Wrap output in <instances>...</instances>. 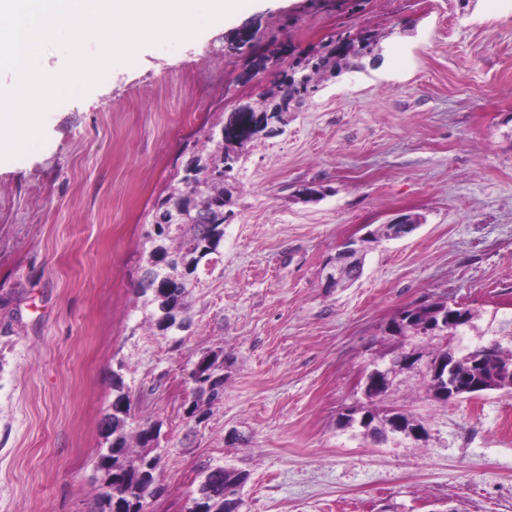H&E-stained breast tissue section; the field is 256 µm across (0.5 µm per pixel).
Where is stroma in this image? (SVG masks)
Returning a JSON list of instances; mask_svg holds the SVG:
<instances>
[{"label":"stroma","instance_id":"1","mask_svg":"<svg viewBox=\"0 0 512 512\" xmlns=\"http://www.w3.org/2000/svg\"><path fill=\"white\" fill-rule=\"evenodd\" d=\"M246 24L257 40L230 50ZM346 32L370 47L249 144L191 325L159 330L135 294L159 204L213 127L280 82V45L317 57ZM44 132L0 161V512H96L118 374L134 424L159 429L162 491L143 512H186L215 467L247 473L241 512H512V392L443 403L408 369L375 409L423 439L338 424L402 309L512 316V0H248L114 66ZM402 213L417 230L326 287L343 241ZM210 352L224 395L197 421L192 371Z\"/></svg>","mask_w":512,"mask_h":512}]
</instances>
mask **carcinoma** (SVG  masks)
I'll use <instances>...</instances> for the list:
<instances>
[{
    "mask_svg": "<svg viewBox=\"0 0 512 512\" xmlns=\"http://www.w3.org/2000/svg\"><path fill=\"white\" fill-rule=\"evenodd\" d=\"M348 57V53L337 51L323 56L315 63H308L304 70L308 71L307 84L304 90L291 87L281 82L265 96L262 108L268 109L284 98L293 101L303 98L314 88V76L334 69L339 61ZM208 141L215 144L211 150L206 148L195 155L198 174L194 181H188L184 175L179 186L174 188L161 203L157 214L167 217L165 223L154 224L153 243L147 262L149 268L137 288L140 296H148L147 303L154 306V316L159 329L165 330L174 323L184 327L185 320L177 317L188 310L187 297L191 288L190 276L195 274L200 261L217 251L224 238V207L231 204V192L224 187L226 178L217 179L216 173L227 174L232 169L231 163L238 162L246 143L235 139L224 141L209 136ZM197 209L205 213L208 223H184L180 217L185 211ZM360 262L350 263L343 267L340 276L333 286H344L357 280L362 274ZM448 309V302L437 301L427 306L417 305L413 309L401 311L402 321L412 319L434 320L435 312ZM495 338L478 344L473 348L458 350L451 344L453 336H448L444 345L433 347L436 352L453 355L463 364L470 363V358L479 355L484 349L494 347L498 351V361L512 366V344L502 343V337L512 336V318L507 325L492 331ZM224 361L220 355L211 357L196 365L192 379L196 385L195 398L187 408L192 415L200 408L199 402L204 401L212 406L221 401L224 392ZM117 392L112 402V412L104 417L110 423L112 442L107 451L99 454L96 471L100 476V493L98 496V512H112V504L119 500L126 504V512H142L145 494L153 486L154 472L158 467L159 458L152 455V444L156 439L154 426L144 424L131 428L130 391L119 379L115 383ZM244 472L235 469L217 467L209 470L205 479L214 497L198 504V509L187 512H238L241 504L230 505L224 501V487L238 483Z\"/></svg>",
    "mask_w": 512,
    "mask_h": 512,
    "instance_id": "cac0c4a2",
    "label": "carcinoma"
}]
</instances>
